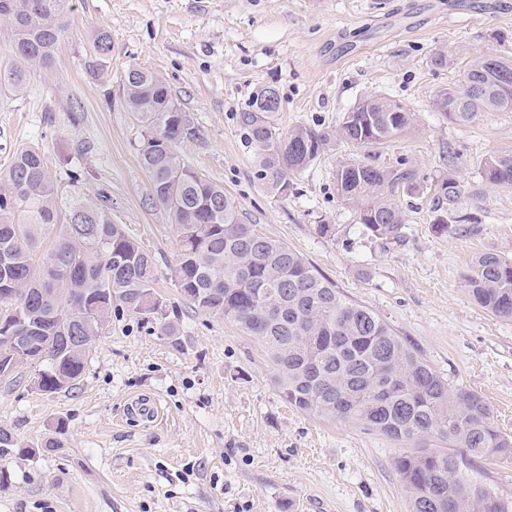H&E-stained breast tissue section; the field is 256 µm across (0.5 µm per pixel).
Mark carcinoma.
I'll use <instances>...</instances> for the list:
<instances>
[{
  "label": "carcinoma",
  "mask_w": 512,
  "mask_h": 512,
  "mask_svg": "<svg viewBox=\"0 0 512 512\" xmlns=\"http://www.w3.org/2000/svg\"><path fill=\"white\" fill-rule=\"evenodd\" d=\"M70 0H0L14 54L47 70L65 32ZM95 67L112 52L110 36L92 43ZM466 86L439 91L434 107L460 124L479 113L512 112V60L471 59ZM123 104L140 127L138 157L149 175L152 202L161 205L178 234L173 277L198 311L222 317L252 336L275 369L282 397L296 409L329 420L352 421L393 440L436 438L446 448L421 449L395 466L410 492L411 512H512V500L478 482L473 462L512 456L481 396L453 389L368 307L346 297L300 252L248 224L224 187L186 165L177 144L193 136L190 120L165 79L141 68L127 70ZM279 91L258 89L235 120L255 156L254 177L278 198L293 189L291 176L309 167L335 141L368 149L362 159H342L336 194L355 212L363 234L400 238L403 212L393 202L418 188L419 172L401 158L376 163L374 152L402 135L413 113L389 98L366 97L335 127L297 126L285 132L276 116ZM494 186L512 187V150L492 153L481 167ZM0 379L20 363L39 367L34 384L45 393L68 390L84 374L92 345L112 314H135L163 323L164 299L155 293L154 263L108 209L80 199L62 200L56 179L36 147L14 153L0 177ZM463 185L437 176L431 197L433 224L468 218L453 206ZM466 290L477 305L512 321V261L480 255Z\"/></svg>",
  "instance_id": "cac0c4a2"
}]
</instances>
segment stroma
Listing matches in <instances>:
<instances>
[{
  "label": "stroma",
  "instance_id": "obj_1",
  "mask_svg": "<svg viewBox=\"0 0 512 512\" xmlns=\"http://www.w3.org/2000/svg\"><path fill=\"white\" fill-rule=\"evenodd\" d=\"M51 70H30L23 91L0 89V174L16 150L39 146L64 197L111 209L148 252L175 335L135 315L109 322L81 381L54 394L25 368L0 381V426L17 442L0 457V512H409L395 468L413 450L352 422L302 413L281 397L275 371L233 322L189 306L172 281L175 228L152 203L138 161L140 129L120 97L132 67L163 77L189 117L184 162L223 186L257 231L302 253L347 297L368 306L454 388L482 396L512 436V321L465 290L475 259L512 258V187L481 176L485 156L512 150V112L458 125L437 112L479 54L512 56V0H71ZM107 31L112 53L89 67ZM447 52L448 63L433 58ZM275 87L282 129L333 126L368 96L407 105L413 126L377 161L407 158L423 181L396 194L399 240L364 236L337 196L344 142L293 178L285 198L254 178V155L234 120L257 89ZM79 169L78 183L68 181ZM452 170L456 209L476 216L438 233L431 182ZM330 225L321 234L319 225ZM155 399L157 421L130 408Z\"/></svg>",
  "mask_w": 512,
  "mask_h": 512
}]
</instances>
